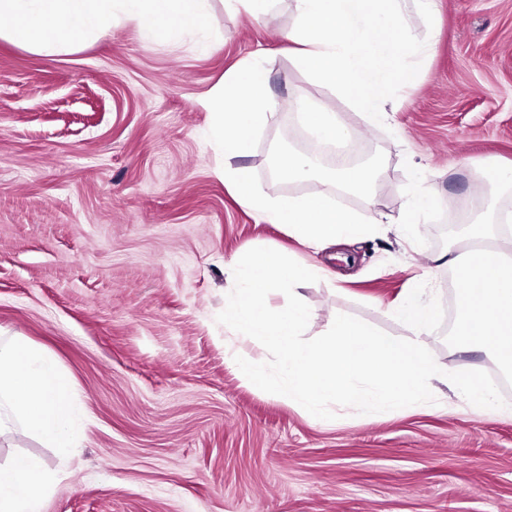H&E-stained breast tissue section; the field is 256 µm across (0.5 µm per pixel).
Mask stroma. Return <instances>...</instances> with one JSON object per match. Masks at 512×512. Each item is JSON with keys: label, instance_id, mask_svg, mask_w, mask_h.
<instances>
[{"label": "stroma", "instance_id": "stroma-1", "mask_svg": "<svg viewBox=\"0 0 512 512\" xmlns=\"http://www.w3.org/2000/svg\"><path fill=\"white\" fill-rule=\"evenodd\" d=\"M400 6L432 47L383 126L296 68L292 0L259 19L210 0L209 29L169 41L119 14L110 37L56 53L3 39L13 21L0 16V340L55 356L80 428L66 454L21 430L0 440V465L23 455L51 474L43 512H512L511 415H475L434 381V402L320 419L245 384L235 356L268 353L216 321L228 264L275 248L329 271L302 290L306 337L339 313L407 337L392 308L424 282L445 317L422 345L447 371L501 374L454 342L457 280L439 257L464 246L450 224L422 223L423 246L388 223L313 252L236 202L207 138L214 88L259 54L277 107L242 164L265 193L322 189L269 171L276 138L311 149L303 95L386 156L378 209L339 194L349 208L403 212L408 163L440 202L482 203L479 182L512 163V0H439L433 19Z\"/></svg>", "mask_w": 512, "mask_h": 512}]
</instances>
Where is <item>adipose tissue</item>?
Wrapping results in <instances>:
<instances>
[{
	"instance_id": "ef3b65f1",
	"label": "adipose tissue",
	"mask_w": 512,
	"mask_h": 512,
	"mask_svg": "<svg viewBox=\"0 0 512 512\" xmlns=\"http://www.w3.org/2000/svg\"><path fill=\"white\" fill-rule=\"evenodd\" d=\"M209 0H0L14 21L9 39L39 51H65L84 35L112 30L114 11L138 18L150 38L168 40L208 27ZM512 235V214L479 217L464 254L441 255L462 285L458 348H482L512 369V260L495 246V227ZM69 379L44 347L15 337L0 342V436L24 429L56 448L72 447ZM51 481L28 458L0 467V512H43Z\"/></svg>"
}]
</instances>
